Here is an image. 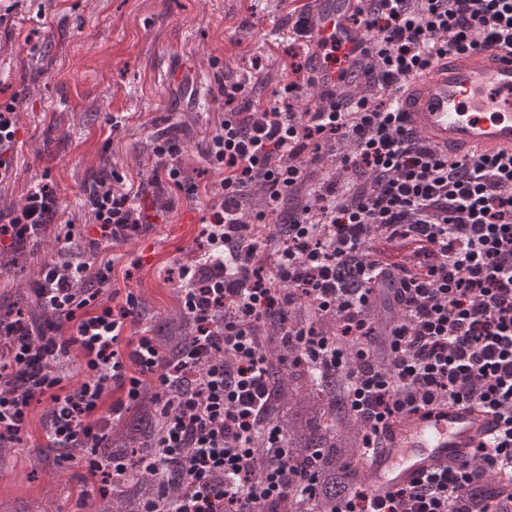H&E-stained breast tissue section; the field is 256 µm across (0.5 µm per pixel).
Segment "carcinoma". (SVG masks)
<instances>
[{
  "label": "carcinoma",
  "mask_w": 512,
  "mask_h": 512,
  "mask_svg": "<svg viewBox=\"0 0 512 512\" xmlns=\"http://www.w3.org/2000/svg\"><path fill=\"white\" fill-rule=\"evenodd\" d=\"M285 317L294 326L316 325L328 336L336 333V319L320 316L311 304L296 298L287 306ZM149 332L161 354L170 361L182 356L196 335L194 318L179 308L154 318ZM262 348L268 355L267 380L271 397L267 416L277 422L288 437L292 470L302 472L311 467L314 449L320 450L315 464L321 482L312 497L286 501H269L259 512H330L352 488L365 485L357 467L362 445L363 424L353 415L347 402V381L329 370L313 371L300 359V353L283 359L281 324L267 322L258 329ZM161 427V416L151 389H145L140 402L116 422L98 443L101 457L117 456L130 465L129 474L121 479L110 495L87 498L94 512H140L142 502L165 486L171 493L180 488L179 468L171 466L164 476L142 473L140 456L150 449ZM512 495L493 473L483 476L472 486L468 496L484 502Z\"/></svg>",
  "instance_id": "cac0c4a2"
}]
</instances>
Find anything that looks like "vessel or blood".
<instances>
[{
	"label": "vessel or blood",
	"mask_w": 512,
	"mask_h": 512,
	"mask_svg": "<svg viewBox=\"0 0 512 512\" xmlns=\"http://www.w3.org/2000/svg\"><path fill=\"white\" fill-rule=\"evenodd\" d=\"M363 0H315L308 15L313 68L320 89L340 85L327 55L339 48L350 62L363 60L370 38L350 18ZM407 125L433 150L461 158L512 154V51L490 45L451 52L417 73L399 92ZM498 427L488 407L433 404L392 418L374 443L361 449L359 467L374 499L424 482L469 461Z\"/></svg>",
	"instance_id": "1"
}]
</instances>
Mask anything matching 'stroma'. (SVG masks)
Segmentation results:
<instances>
[{"label": "stroma", "instance_id": "stroma-1", "mask_svg": "<svg viewBox=\"0 0 512 512\" xmlns=\"http://www.w3.org/2000/svg\"><path fill=\"white\" fill-rule=\"evenodd\" d=\"M0 19V89L20 94L13 175L0 182V209L19 205L33 182L60 202L36 246L0 267V314L26 311L32 271L97 251L111 260L108 291L134 292L142 323L179 308L168 276L199 250L201 219L213 195L187 200L153 187L154 134L173 126L184 177L199 186L214 177L203 156L221 130L225 76L258 77L256 102L293 78L291 64L310 65L288 29L289 0H11ZM133 191L146 218L138 232L99 240L88 196L100 181ZM48 401L35 404L26 431L0 471V501L38 502L42 512H89L78 500L83 472L60 470L45 448ZM43 454L45 465L29 460Z\"/></svg>", "mask_w": 512, "mask_h": 512}]
</instances>
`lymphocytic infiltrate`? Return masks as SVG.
Instances as JSON below:
<instances>
[{"instance_id": "obj_1", "label": "lymphocytic infiltrate", "mask_w": 512, "mask_h": 512, "mask_svg": "<svg viewBox=\"0 0 512 512\" xmlns=\"http://www.w3.org/2000/svg\"><path fill=\"white\" fill-rule=\"evenodd\" d=\"M353 16L371 39L360 63L361 88L322 93L315 109L292 112L305 87L304 67L279 104L257 108L255 84L243 76L225 82L224 121L205 158L219 179L220 204L204 221L195 260L177 266L175 282L197 324L190 348L162 362L146 335L127 336L138 300L127 294L115 307L99 291L81 287L88 275L107 283L111 262L96 257L44 262L33 291L57 315L53 324L25 317L0 331L11 341L0 357V440L26 429L34 401H50L48 438L63 461L94 478L93 492L110 494L124 461L99 457L97 441L138 402L144 382L154 387L162 426L141 470L180 467V492L143 504L141 512H258L260 504L288 499L294 490L315 494L317 468L297 473L287 438L263 419L269 399L267 355L257 330L281 313L288 296L335 316L337 334L314 326L284 325L285 345L315 368L345 374L348 400L376 435L389 418L434 402H475L503 420L488 446L467 462L385 500L353 489L336 512H507L467 496L480 468L512 475V156L474 154L461 160L424 145L407 127L393 96L413 74L448 52L495 43L512 50V0H367ZM22 100L0 101V181L11 176L16 119ZM337 147L338 176L309 189L290 210L275 249L246 236L244 223L265 224L282 201L304 185L320 162L315 149ZM162 177L193 196L177 161L179 141L156 137ZM267 198L247 212L252 188ZM100 237L119 239L144 217L135 196L104 186L89 198ZM59 208L49 185L30 188L20 207L0 210V254L41 238ZM357 258L361 285L342 286L338 266ZM396 283L401 313L389 317L384 344L389 366L379 365L368 341L370 311L381 302L377 285ZM70 324L63 335L60 324ZM78 350L80 383L69 388L61 360ZM177 398H170V391ZM262 436L272 463L253 467L254 438Z\"/></svg>"}]
</instances>
